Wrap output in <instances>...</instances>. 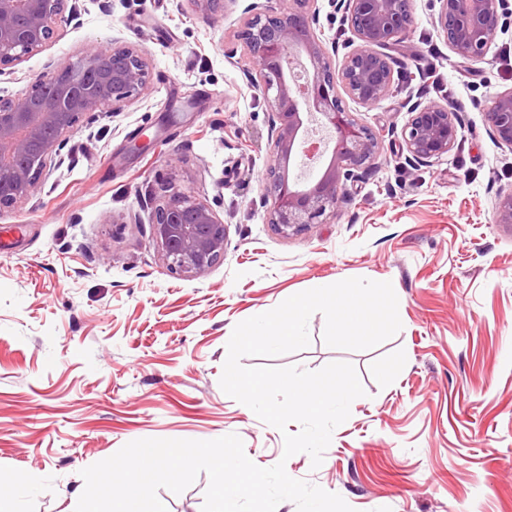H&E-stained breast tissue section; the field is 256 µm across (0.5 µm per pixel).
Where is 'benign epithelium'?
Listing matches in <instances>:
<instances>
[{"instance_id": "1", "label": "benign epithelium", "mask_w": 512, "mask_h": 512, "mask_svg": "<svg viewBox=\"0 0 512 512\" xmlns=\"http://www.w3.org/2000/svg\"><path fill=\"white\" fill-rule=\"evenodd\" d=\"M77 0H0V67L22 61L53 38ZM209 22L236 0H187ZM315 0H282L276 10L248 5L249 17L237 32L252 62L250 83L269 107L276 133L273 161L266 172L272 199L269 223L286 236L302 233L321 217L336 214L343 184L356 182L381 150L377 135L343 105L342 95L371 108L390 92L393 70L386 50L413 27L411 0H336L357 45L341 62L319 39ZM438 25L448 48L470 61L482 60L503 18V0H440ZM149 53L137 44L113 43L87 50L52 74L33 82L20 99L0 95V208L31 197L49 174L66 136L87 115L121 112L144 91ZM321 116L336 134L322 173L308 186L289 181L293 158L313 164L326 142L301 131L302 111ZM495 138L512 148V91L497 96L485 111ZM460 135L454 113L430 102L416 103L401 129L404 161L428 163L450 152ZM152 239L170 271L201 275L224 259L227 227L212 207L181 184L161 185L154 198ZM496 222L512 225V190L501 195Z\"/></svg>"}]
</instances>
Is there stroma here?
<instances>
[{
  "label": "stroma",
  "instance_id": "1",
  "mask_svg": "<svg viewBox=\"0 0 512 512\" xmlns=\"http://www.w3.org/2000/svg\"><path fill=\"white\" fill-rule=\"evenodd\" d=\"M250 2L206 23L189 0H79L42 51L0 68V92L18 99L91 46L136 43L150 57L139 98L83 118L61 167L0 209V482L33 478L0 494V512H75L82 469L128 442L231 433L257 466L284 462L354 512H512V227L496 221L512 148L484 117L512 91V0L480 62L449 50L439 0H412L414 25L389 51L390 94L371 109L345 103L382 135L380 155L335 216L290 236L268 222V113L237 38ZM315 7L318 35L344 56L347 24L330 0ZM420 101L456 112L461 135L413 168L397 151ZM145 138L150 151L127 153ZM172 180L227 226L223 261L192 278L172 273L150 237V195ZM354 277L392 284L394 336L333 348L316 313L305 349L241 360L354 366L364 394L315 467L284 457L281 433L219 380L236 324Z\"/></svg>",
  "mask_w": 512,
  "mask_h": 512
}]
</instances>
